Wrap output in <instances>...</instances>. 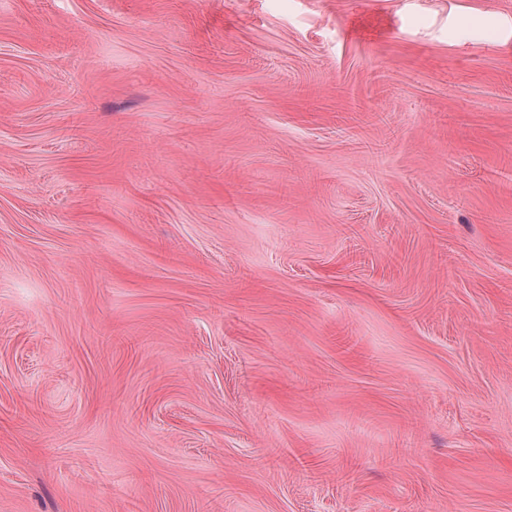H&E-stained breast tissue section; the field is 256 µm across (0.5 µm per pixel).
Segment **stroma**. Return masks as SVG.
Returning <instances> with one entry per match:
<instances>
[{
  "instance_id": "35a3bbf8",
  "label": "stroma",
  "mask_w": 512,
  "mask_h": 512,
  "mask_svg": "<svg viewBox=\"0 0 512 512\" xmlns=\"http://www.w3.org/2000/svg\"><path fill=\"white\" fill-rule=\"evenodd\" d=\"M0 512H512V0H0Z\"/></svg>"
}]
</instances>
